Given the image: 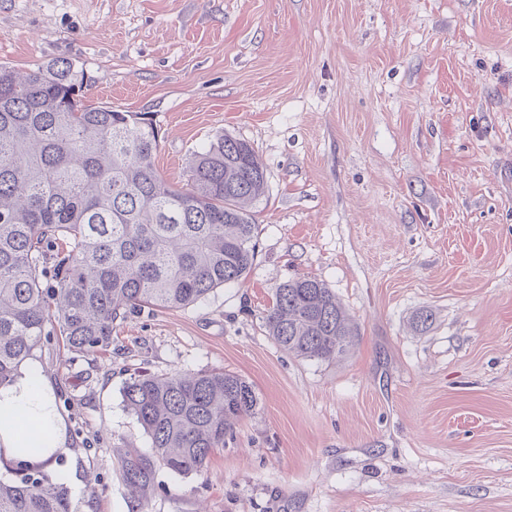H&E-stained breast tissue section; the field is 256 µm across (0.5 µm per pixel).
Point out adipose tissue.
<instances>
[{"label":"adipose tissue","mask_w":512,"mask_h":512,"mask_svg":"<svg viewBox=\"0 0 512 512\" xmlns=\"http://www.w3.org/2000/svg\"><path fill=\"white\" fill-rule=\"evenodd\" d=\"M41 420L47 433L41 446L51 452L66 448L64 422L58 413L51 385L40 375L38 362H30L20 376L0 385V455L12 457L19 439V418Z\"/></svg>","instance_id":"ef3b65f1"}]
</instances>
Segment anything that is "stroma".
<instances>
[{"label": "stroma", "instance_id": "35a3bbf8", "mask_svg": "<svg viewBox=\"0 0 512 512\" xmlns=\"http://www.w3.org/2000/svg\"><path fill=\"white\" fill-rule=\"evenodd\" d=\"M56 57L90 103L151 113L168 183L226 134L269 188L241 283L103 350H34L75 512H512V0H0V63ZM297 277L353 319L344 357L268 335ZM139 368L229 370L260 403L205 473L157 469L138 498Z\"/></svg>", "mask_w": 512, "mask_h": 512}]
</instances>
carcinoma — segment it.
<instances>
[{
	"instance_id": "carcinoma-1",
	"label": "carcinoma",
	"mask_w": 512,
	"mask_h": 512,
	"mask_svg": "<svg viewBox=\"0 0 512 512\" xmlns=\"http://www.w3.org/2000/svg\"><path fill=\"white\" fill-rule=\"evenodd\" d=\"M85 70L66 60L25 71L0 64V385L42 337L95 352L144 308L179 309L242 281L256 257L255 207L268 191L264 164L224 135L196 154L187 183H167L145 112L95 106L79 91ZM268 335L296 357L332 361L354 344V324L327 285L311 277L275 291ZM124 407L152 456L122 461L136 493L154 469L200 474L237 425L256 414L252 384L224 370L131 374ZM53 458L8 460L0 512H73Z\"/></svg>"
}]
</instances>
